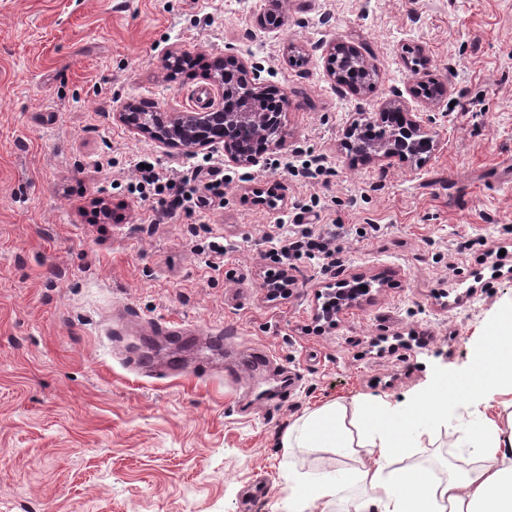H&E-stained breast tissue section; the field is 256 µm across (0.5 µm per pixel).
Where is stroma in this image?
<instances>
[{"label":"stroma","instance_id":"35a3bbf8","mask_svg":"<svg viewBox=\"0 0 512 512\" xmlns=\"http://www.w3.org/2000/svg\"><path fill=\"white\" fill-rule=\"evenodd\" d=\"M267 7L0 0V512H284L289 472L360 465L286 452L295 419L361 401L402 416L512 326V0H287L273 32ZM332 44L363 56L372 86L328 78ZM230 52L288 98L286 144L255 165L218 141L162 149L120 120L130 104L190 111L203 63ZM428 79L442 94L414 97ZM397 92L429 152L354 160L353 121ZM143 157L223 194L150 223L129 192ZM312 158L327 183L296 173ZM314 222L373 230L335 270L298 261L271 295L273 241ZM464 239L479 245L462 257ZM355 276L364 290L317 320L318 295ZM467 423L422 417L412 463L442 476L468 455Z\"/></svg>","mask_w":512,"mask_h":512}]
</instances>
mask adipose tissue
Segmentation results:
<instances>
[{
	"instance_id": "obj_1",
	"label": "adipose tissue",
	"mask_w": 512,
	"mask_h": 512,
	"mask_svg": "<svg viewBox=\"0 0 512 512\" xmlns=\"http://www.w3.org/2000/svg\"><path fill=\"white\" fill-rule=\"evenodd\" d=\"M477 362L483 373L469 385L465 402L476 417L459 438L473 458L467 468L449 466L436 477L405 458L422 433L418 413L447 422L452 398L446 383H437L417 414L392 419L383 405L370 401L346 408L339 403L309 412L284 433L288 450L317 449L336 456L361 455L349 483L331 472L301 473L288 495L287 512H322L345 503V512H512V336L486 337ZM361 496L344 501L346 486Z\"/></svg>"
}]
</instances>
